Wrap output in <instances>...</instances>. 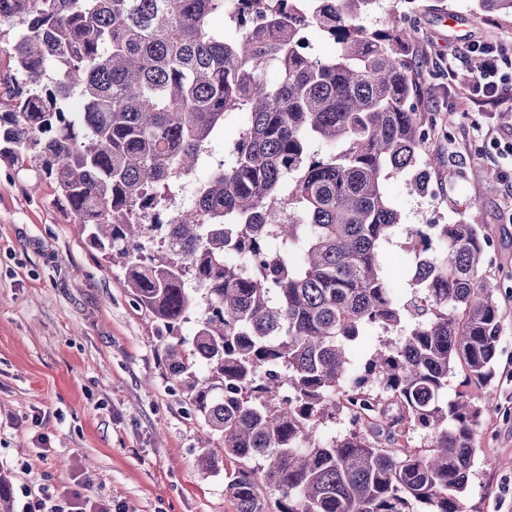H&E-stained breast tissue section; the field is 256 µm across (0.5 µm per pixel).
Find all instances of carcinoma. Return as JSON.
<instances>
[{
  "label": "carcinoma",
  "mask_w": 512,
  "mask_h": 512,
  "mask_svg": "<svg viewBox=\"0 0 512 512\" xmlns=\"http://www.w3.org/2000/svg\"><path fill=\"white\" fill-rule=\"evenodd\" d=\"M240 2L226 28L225 0H0V26L21 28L0 49V167L53 184L119 268L166 339L167 379L224 438L235 512H465L487 408L445 395L459 369L478 391L493 383L500 288L482 274L476 201L452 224L410 230V300L384 275L401 221L385 171L416 169L422 186L438 163L404 59L414 36L366 29L376 0H312L303 17L297 0ZM480 7L512 18V0ZM309 28L338 53L308 52ZM241 113L230 159L214 161L225 119ZM201 167L195 209L142 223ZM284 195L288 221L272 224ZM149 237L160 243L148 252ZM235 248L259 270L227 261ZM373 327L386 339L355 377L353 345ZM345 386L366 421L320 439ZM405 423L431 429L430 445L395 447Z\"/></svg>",
  "instance_id": "obj_1"
}]
</instances>
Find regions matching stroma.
<instances>
[{"mask_svg":"<svg viewBox=\"0 0 512 512\" xmlns=\"http://www.w3.org/2000/svg\"><path fill=\"white\" fill-rule=\"evenodd\" d=\"M418 30L408 63L416 104L440 155L426 188L412 174L386 187L402 233L384 249L385 272L401 295L413 290L407 228L449 224L473 200L483 206L490 241L483 273L501 288L497 413L476 431L466 512H512V190L498 177L499 140L512 137V101L466 97L463 59L473 41L512 42V19L490 16L478 0H378L364 19L394 18ZM163 344L132 303L115 270L84 241L33 171L0 170V474L12 484L13 510L25 490L62 494L84 475L93 497L125 512H234L224 471V441L210 434L174 392Z\"/></svg>","mask_w":512,"mask_h":512,"instance_id":"stroma-1","label":"stroma"}]
</instances>
